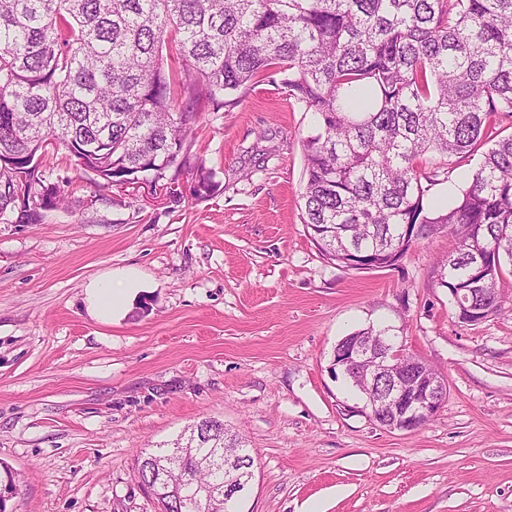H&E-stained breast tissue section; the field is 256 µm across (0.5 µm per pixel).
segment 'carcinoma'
I'll list each match as a JSON object with an SVG mask.
<instances>
[{
	"label": "carcinoma",
	"mask_w": 512,
	"mask_h": 512,
	"mask_svg": "<svg viewBox=\"0 0 512 512\" xmlns=\"http://www.w3.org/2000/svg\"><path fill=\"white\" fill-rule=\"evenodd\" d=\"M175 65L166 69L163 48ZM279 77L318 116L303 142L302 223L319 252L347 269L382 268L437 224L455 245L446 288H486L501 311L512 273V0H0V221L39 224L66 190L41 158L62 147L102 186L143 183L197 195L213 171L190 162L196 123L233 109ZM481 152L448 207L425 211L429 187ZM436 154L424 168L419 160ZM180 466L153 489L159 512H207L196 495L224 483V451L245 450L204 419L175 440Z\"/></svg>",
	"instance_id": "cac0c4a2"
}]
</instances>
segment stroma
<instances>
[{"label":"stroma","instance_id":"1","mask_svg":"<svg viewBox=\"0 0 512 512\" xmlns=\"http://www.w3.org/2000/svg\"><path fill=\"white\" fill-rule=\"evenodd\" d=\"M317 128L280 85L205 113L206 198L98 186L66 150L43 223H0V466L5 512H158L137 458L201 419L254 459L237 512H512V277L501 313L471 325L437 282L444 228L394 266L348 270L301 219L303 139ZM134 273L119 319L93 317L91 281ZM423 358L448 394L412 432L372 421L338 341L369 325Z\"/></svg>","mask_w":512,"mask_h":512}]
</instances>
